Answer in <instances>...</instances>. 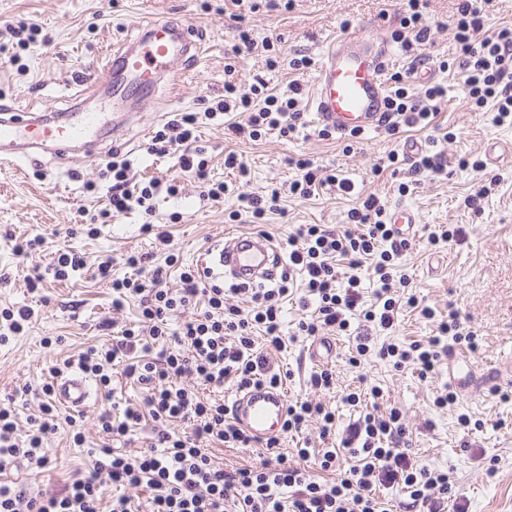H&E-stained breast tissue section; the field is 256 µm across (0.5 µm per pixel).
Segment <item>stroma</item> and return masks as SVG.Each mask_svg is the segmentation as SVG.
<instances>
[{
  "instance_id": "35a3bbf8",
  "label": "stroma",
  "mask_w": 512,
  "mask_h": 512,
  "mask_svg": "<svg viewBox=\"0 0 512 512\" xmlns=\"http://www.w3.org/2000/svg\"><path fill=\"white\" fill-rule=\"evenodd\" d=\"M455 10L456 0L425 4L426 14L439 25L426 53L435 81L447 83L448 96L439 104L431 127L414 134L428 143L445 131L455 133V140L443 146L448 174L422 180L402 195L398 185L406 181L407 168L379 166L390 151L400 149L402 138L368 133L347 154L342 139L317 137L311 122L298 136L284 138L273 132L253 142L226 135L204 110L223 98L226 66H233L236 81L244 87L257 78L273 86L294 78L285 66L268 71L263 50L233 55L236 27L252 29L256 41L277 42L283 57L298 52L316 62L326 45L341 35L342 21H350L355 30L372 27L389 35L404 15V0H292L288 8L263 7L255 13L229 0H0V44L11 43V29L22 22L37 24L43 34L42 40L20 50L23 71L0 68V104L13 102L49 116L65 112L70 105L65 82L99 76L103 50L135 39L141 21L186 20L201 31L208 48L197 61H177L176 87L160 86L149 110L133 117L127 127L121 155L131 161L132 184L153 179L179 187L177 195L155 199L152 215L137 209L109 214L112 180L105 164L112 158V144L108 141L92 161L71 154L63 159L47 157L38 167L0 165V309L33 305L40 310L23 333L0 344V400L14 399L19 419L27 420L38 412L36 393L50 381L51 367L101 340L99 325L113 313L112 290L97 276L99 262H118L135 252L157 264L172 252L180 263L193 265L201 263L228 232L256 228L278 242L299 224L345 223L353 194L327 190L309 200L289 194L295 171L288 160L300 154L347 171L356 191L374 192L388 203L402 202L417 211L415 245L402 256L401 270L424 304L441 312L458 309L481 340L472 362L496 364L504 374L501 387L511 385L512 162L488 161L486 147L492 141L512 144V125L494 124L491 109H473L467 97L464 77L454 64ZM172 112L197 113L198 143L212 157L211 179L236 183V171L224 166L225 152L235 151L250 170L249 191L259 195L280 191V211L267 214L256 227L231 222L229 214L238 205L235 193L207 198L194 174L183 171L176 158L148 154L154 132ZM470 155L482 159L481 169L458 167V158ZM486 185L492 191L480 210L466 208L465 198ZM99 214L104 220L98 235L80 231V224ZM148 223L168 231L169 246L156 245L153 234L144 229ZM448 224L462 226L461 241L437 248L428 245L429 229ZM35 236L45 239L40 250L27 256L16 253V242ZM60 248L83 253L85 270L68 281H46L39 294H31L27 277L43 272ZM335 342L336 354L328 360L336 373L335 386L321 399L337 408L341 422H348L353 412L342 404L343 393L363 383L380 386L381 408L400 409L412 432L413 453L428 468L452 473L467 512H512V400L499 401L483 389L458 394L454 404L439 409L433 399L448 379L447 365L425 378L375 358L353 368L347 363L352 350L348 337H336ZM104 402V388L96 387L82 413L83 446H75L65 429H58L44 440L48 460L44 468L22 463L0 477L23 478L34 492L64 484L89 464L90 449L106 441L98 426ZM462 414L470 418L472 430L459 425ZM490 465L497 470L492 478L485 474Z\"/></svg>"
}]
</instances>
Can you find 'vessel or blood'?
Here are the masks:
<instances>
[{
  "label": "vessel or blood",
  "mask_w": 512,
  "mask_h": 512,
  "mask_svg": "<svg viewBox=\"0 0 512 512\" xmlns=\"http://www.w3.org/2000/svg\"><path fill=\"white\" fill-rule=\"evenodd\" d=\"M205 43L197 29L168 18L141 23L137 38L128 45L106 53L105 71L112 94L137 97L148 103L169 73L172 59L199 58ZM392 56L391 44L370 31H353L336 38L321 54L315 73L313 114L319 127L336 135L379 130L386 112L388 89L384 72ZM99 91L97 81L82 85L74 96L71 119L59 124L29 113L0 118V162L41 160L43 154L66 157L78 152L85 158L98 156L104 127H111L113 141H120L125 121L106 122L100 112L85 111V103ZM390 219L396 236L413 235L419 222L417 212L394 204ZM211 270L219 271L225 283L235 286L270 284L277 281L283 260L274 242L257 233L225 234L214 255ZM468 356L458 349L448 352V376L463 390L494 383L500 373L494 364L471 367L468 377L458 370L468 365ZM55 396L59 403L81 409L89 391L83 378L58 380ZM288 396L284 389L265 385L239 391L230 407L234 423L254 440L263 442L279 436L286 419Z\"/></svg>",
  "instance_id": "vessel-or-blood-1"
}]
</instances>
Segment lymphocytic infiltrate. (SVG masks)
Here are the masks:
<instances>
[{
  "instance_id": "obj_1",
  "label": "lymphocytic infiltrate",
  "mask_w": 512,
  "mask_h": 512,
  "mask_svg": "<svg viewBox=\"0 0 512 512\" xmlns=\"http://www.w3.org/2000/svg\"><path fill=\"white\" fill-rule=\"evenodd\" d=\"M490 0H458L454 41L467 95L475 107L492 106L495 124H512V26L488 29ZM408 9L392 33L406 56L425 62L424 46L433 26L421 11V0H407ZM383 128L394 136L404 128H426L433 105L443 100L447 87L431 84L411 88L401 72H394ZM304 88L299 80L286 89L256 82L241 89L234 79L224 81V97L207 107L209 117L227 116L232 135L261 139L275 131L292 136L306 129L299 108ZM197 118L173 113L156 131L148 147L152 155H172L194 173L208 198L218 199L230 187L209 178V159L196 146ZM297 177L288 185L291 195L310 198L320 189L352 193L353 181L343 170L319 164L301 155L291 160ZM112 175L110 205L124 212L136 207L152 213L154 199L177 194L173 183L151 181L137 192L128 189L127 160L108 164ZM411 247L395 237L388 207L370 193L360 197L347 213L346 224L328 227L301 224L282 242L285 269L277 287H223L212 283L206 269L177 267L174 258L146 267L142 255L125 259L126 273L112 271L111 261L97 267L98 276L112 288V310L137 302L139 319L123 326L112 340L89 348L78 358L52 367V375L76 367L101 386L111 384L114 367L138 385L136 395L113 398L98 416L108 446L95 449L90 467L76 471L62 488L31 492L20 482L0 483V512H391L376 497L377 488L390 490L404 512H465L448 472L422 465L410 454L411 433L398 410L379 408L338 425L335 410L304 398L289 401L284 430L301 433L310 421L320 424V439L339 433L332 448L297 449L295 459L279 452L278 440L265 443L258 464L226 469L209 454L213 448H248L252 440L232 421L226 403L201 398L198 384L237 390L253 385L280 386L283 377L271 359L286 344L328 332L355 333L354 357L377 354L396 368L434 373L447 358L450 345L475 353L480 342L456 309L437 313L409 293L408 279L398 261ZM181 286H168L171 275ZM374 285L373 303L364 301V284ZM301 285V308H312L292 334L282 330V302ZM418 310L436 329L425 341L387 343L372 347L374 329L393 330L402 307ZM193 316H186V309ZM38 416L29 418L19 433L14 409L0 407V473L27 462L44 467L46 434L58 427L53 383L40 389ZM149 425L150 443L128 449L129 435ZM151 489L148 502L126 495L129 487Z\"/></svg>"
}]
</instances>
